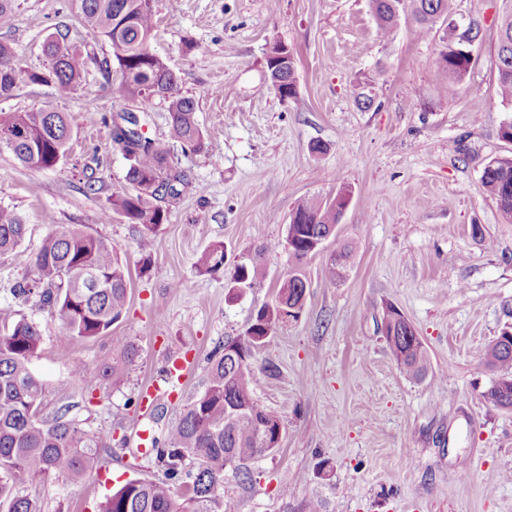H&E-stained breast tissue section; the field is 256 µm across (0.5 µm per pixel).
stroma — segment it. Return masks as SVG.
Listing matches in <instances>:
<instances>
[{"label": "stroma", "mask_w": 512, "mask_h": 512, "mask_svg": "<svg viewBox=\"0 0 512 512\" xmlns=\"http://www.w3.org/2000/svg\"><path fill=\"white\" fill-rule=\"evenodd\" d=\"M17 4L0 19V42L20 66L43 68L42 43L55 31L95 59L68 97L27 84L0 98V113L49 105L69 113L74 127L68 157L53 170L21 167L0 150V204L27 224L22 244L0 255V303L29 275L55 223L83 225L110 243L130 274L121 319L93 339L65 342L57 315L31 301L18 305L42 331L33 369L45 383L44 416L69 407L86 432L103 438L96 473L30 489L40 512H99L127 481L163 478L154 456L132 452L134 424H150L166 440L206 388L213 353L243 334L297 265L308 280L303 313L254 360L265 371L255 396L283 424L280 449L250 462V481L225 468L224 512H301L310 497L324 512H512V412L483 400L492 374L480 361L512 324V222L482 184L485 163L512 156L500 137L512 117L497 94L501 0H455L459 32L477 38L451 95L438 90L448 80L438 35H419L406 10L385 32L369 0H153L151 50L195 100L207 151L172 148L188 184L158 202L167 220L146 270L140 225L103 215L107 197L126 185L127 161L102 119L138 112L114 96L118 72L99 67L112 50L80 25L73 0ZM276 42L294 54L297 100L281 101L266 78ZM364 89L375 98L367 110L355 101ZM138 114L145 136L165 143V105ZM317 143L322 153H313ZM344 188L351 202L335 234L295 263L286 246L291 209ZM476 225L485 240L474 238ZM350 238L358 243L351 269L328 287L329 256ZM219 242L223 270L200 274L198 259ZM260 248L264 279L231 297L235 264ZM388 304L415 327L435 380L411 381L393 359L381 329ZM119 339L133 343L139 359L115 381L105 370ZM63 349L69 360L60 359ZM172 357L193 368L149 410L140 392L163 383ZM75 363L83 381L72 376Z\"/></svg>", "instance_id": "stroma-1"}]
</instances>
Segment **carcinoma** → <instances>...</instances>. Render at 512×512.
<instances>
[{
  "instance_id": "carcinoma-1",
  "label": "carcinoma",
  "mask_w": 512,
  "mask_h": 512,
  "mask_svg": "<svg viewBox=\"0 0 512 512\" xmlns=\"http://www.w3.org/2000/svg\"><path fill=\"white\" fill-rule=\"evenodd\" d=\"M80 24L102 37L112 48L120 80L114 87L124 101L149 105L157 99L168 112L167 139L186 153L206 150V136L196 119L195 100L184 95L178 79L167 64L150 49L155 22L152 0H74ZM410 3L421 34L434 27L442 30L440 56L448 71V83L439 86L451 94L467 75L471 57L459 52L461 35L452 19L453 0H371L373 14L383 30L397 21L400 9ZM61 34L45 37L42 51L47 63L42 70H30L14 63V50L0 42V98L27 84L54 87L58 97L74 93L86 81L87 56L66 47ZM497 93L512 107V0H503L500 35L496 49ZM276 59H267V73L278 76L279 98L298 97L293 52H288L287 71L277 74ZM73 130L69 116L50 107L28 112L0 114V149H7L26 168L54 170L65 159ZM124 142L117 132L113 141L124 142L121 150L128 161L125 180L128 190L107 198L104 216L114 213L130 224L142 225L139 251L142 270L151 262L153 237L167 220L164 210L154 204L157 186L169 182L170 194H179L184 184L182 172L171 164L166 149L144 136L128 131ZM489 173L482 184L495 200L503 217L512 221V156L485 164ZM336 200L309 197L295 205L287 224L286 239L293 242L290 255L301 262L310 255L311 240L336 224ZM24 217L8 205H0V254L14 250L24 240ZM263 246L249 263L238 264L232 273V287L242 292L263 278ZM355 245L349 243L333 254L327 284L336 286L349 268ZM224 244L217 243L198 260L203 274L224 268ZM307 289L299 270L281 283L274 303L260 307L243 335L228 339L211 360L205 391L184 411L171 428L167 443L155 449L156 460L165 479H134L107 498L101 512H224L225 459L231 456L243 465L252 459L278 451L280 440L273 429L260 424L267 412L255 397L261 371L253 366L258 349L288 322V305ZM129 274L112 245L87 232L78 224H59L39 246L29 280L11 289L15 298L37 299L39 308L58 315L67 341L88 340L107 333L118 321L128 302ZM398 310L389 306L383 313L384 338L403 373L411 380L424 381L431 372L428 351L420 336L407 335L403 321L389 322ZM42 343L37 322L18 313L10 303L0 305V512H39L37 502L21 493L19 486H38L52 477L66 474L72 479L90 475L100 468L98 437L84 431L68 417L69 409L52 418L43 417L44 384L32 370ZM234 352H226V347ZM109 372L118 379L134 370L137 352L127 342L118 343ZM484 366L496 379L482 394L492 404L497 378L512 377V354L494 340L481 356ZM197 464L192 485L179 495L175 487L182 480L184 452Z\"/></svg>"
}]
</instances>
